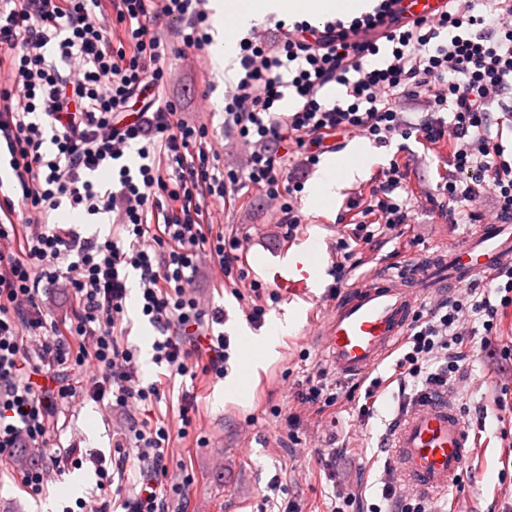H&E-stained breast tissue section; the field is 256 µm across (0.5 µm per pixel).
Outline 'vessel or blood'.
Returning a JSON list of instances; mask_svg holds the SVG:
<instances>
[{"mask_svg":"<svg viewBox=\"0 0 512 512\" xmlns=\"http://www.w3.org/2000/svg\"><path fill=\"white\" fill-rule=\"evenodd\" d=\"M448 0H394L402 20L433 19ZM512 263V225L492 221L477 225L461 245L439 248L400 269L388 283L369 275L355 283L331 308L324 330V351L338 375L360 376L386 358L414 316L418 298L447 292L490 275ZM277 287L297 295L313 276V262L298 256L287 266L271 268ZM395 462L416 489L444 492L472 455L468 427L448 400L419 406L400 427Z\"/></svg>","mask_w":512,"mask_h":512,"instance_id":"vessel-or-blood-1","label":"vessel or blood"}]
</instances>
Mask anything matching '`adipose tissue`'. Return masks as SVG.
<instances>
[{
    "label": "adipose tissue",
    "mask_w": 512,
    "mask_h": 512,
    "mask_svg": "<svg viewBox=\"0 0 512 512\" xmlns=\"http://www.w3.org/2000/svg\"><path fill=\"white\" fill-rule=\"evenodd\" d=\"M211 7L216 18H230L235 30L244 32L270 14L314 23L339 12H365L370 9L371 0H261L257 6L250 0H211Z\"/></svg>",
    "instance_id": "ef3b65f1"
}]
</instances>
